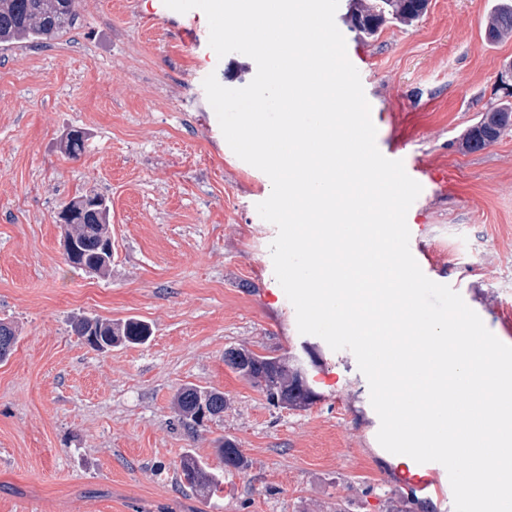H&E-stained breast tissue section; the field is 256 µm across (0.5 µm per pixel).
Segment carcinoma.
Instances as JSON below:
<instances>
[{"label":"carcinoma","instance_id":"obj_1","mask_svg":"<svg viewBox=\"0 0 512 512\" xmlns=\"http://www.w3.org/2000/svg\"><path fill=\"white\" fill-rule=\"evenodd\" d=\"M428 0H348L343 21L360 39L371 38L388 19L411 25L426 11ZM78 0H0V46L35 43L59 38L74 27ZM485 37L501 41L512 37V0H498L485 23ZM512 130V103L505 101L490 107L471 125L460 139V149L473 153L485 149L503 134ZM62 151L78 157L84 150V133L72 130L61 142ZM88 194L75 196L65 209L72 212L66 219L73 247L67 251V263L87 273L106 274L112 264V253L103 252V244L111 238L109 225L111 207L101 194L99 204H83ZM74 332L96 349L143 341L149 336L147 325L134 320L115 323L97 317H82L73 324ZM17 340L16 329L0 322V361L13 352ZM224 363L243 378L259 386L267 399L283 408H304L315 396L298 365H291L278 357L260 355L246 348H230L224 352ZM178 423L192 430L205 418L224 412V394L194 386L182 388L174 400ZM217 450L224 459L226 471L241 472L246 458L237 443L230 438L217 440ZM180 481L192 490L215 493L221 489L220 475L212 472L206 463L194 455L181 460Z\"/></svg>","mask_w":512,"mask_h":512}]
</instances>
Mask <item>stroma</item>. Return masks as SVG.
Here are the masks:
<instances>
[{"mask_svg":"<svg viewBox=\"0 0 512 512\" xmlns=\"http://www.w3.org/2000/svg\"><path fill=\"white\" fill-rule=\"evenodd\" d=\"M496 0H428L412 26L367 40L344 31L376 144L422 191L406 221L426 275L450 286L512 345V131L475 153L459 139L512 102V38L491 42ZM63 37L0 48V321L17 342L0 362V512H446L402 485L354 354L297 330L274 275L276 227L258 203L266 174L227 144L203 87L241 88L248 56L217 57L201 10L163 0H80ZM83 131L80 156L60 143ZM91 189L112 203V267L68 266L57 215ZM76 316L137 319L150 339L107 352ZM246 348L314 352L303 409L272 406L224 363ZM187 385L224 395L193 431L173 411ZM249 460L228 472L216 440ZM192 454L224 477L214 495L180 483Z\"/></svg>","mask_w":512,"mask_h":512,"instance_id":"obj_1","label":"stroma"}]
</instances>
